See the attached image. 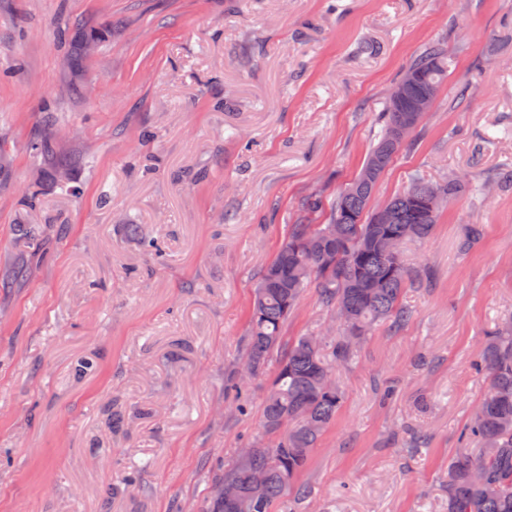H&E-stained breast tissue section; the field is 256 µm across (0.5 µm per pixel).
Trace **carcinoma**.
I'll use <instances>...</instances> for the list:
<instances>
[{"label":"carcinoma","mask_w":512,"mask_h":512,"mask_svg":"<svg viewBox=\"0 0 512 512\" xmlns=\"http://www.w3.org/2000/svg\"><path fill=\"white\" fill-rule=\"evenodd\" d=\"M109 33L107 26L76 28L68 67H83L89 59L86 42L95 36L102 43ZM451 65L448 51L433 43L406 66L397 81L404 86L402 96L389 95L379 140L329 204L326 223L289 225L274 258L258 274L244 353L253 376H271L262 407L267 440L253 443L251 465L236 460L218 478L220 486L227 481L243 486L249 467L267 472L264 497L250 503L248 512H278L288 507L290 494L297 501L311 497L312 489L296 479L342 406L335 368L355 358L359 342L374 327L400 330L408 323L411 314L403 296L413 271L403 248L432 235L440 212L428 209L431 193L450 200L473 191L466 174L453 173L442 182L414 174L405 189L388 198L383 215L369 206L380 179L407 143L402 128L408 122L414 130L420 126L425 113L416 111L417 103L425 97L435 101ZM30 150L56 177L70 174L79 162L58 149L52 120ZM481 237V225H470L459 250H471ZM311 290L340 326L339 335L319 347L307 345L303 336H283L288 318ZM476 369L488 380L487 392L460 437L477 445V451L460 453L448 464V512H512V322L499 323L484 336Z\"/></svg>","instance_id":"1"}]
</instances>
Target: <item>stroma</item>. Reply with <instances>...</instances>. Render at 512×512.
I'll return each mask as SVG.
<instances>
[{"label":"stroma","mask_w":512,"mask_h":512,"mask_svg":"<svg viewBox=\"0 0 512 512\" xmlns=\"http://www.w3.org/2000/svg\"><path fill=\"white\" fill-rule=\"evenodd\" d=\"M77 24L112 27L78 98ZM433 42L456 67L378 203L416 173L512 170V0H0V512H201L262 436L269 377L244 381L242 413L224 390L257 274L289 224L324 222L304 200L356 175ZM49 112L79 196L30 156ZM471 224L483 238L463 254ZM406 254L412 317L337 369L344 402L297 512L448 510V462L487 389L473 361L512 314V187L449 201ZM335 330L310 292L283 334Z\"/></svg>","instance_id":"obj_1"}]
</instances>
